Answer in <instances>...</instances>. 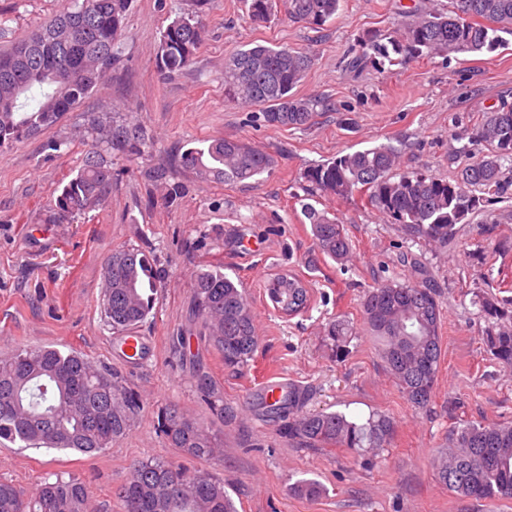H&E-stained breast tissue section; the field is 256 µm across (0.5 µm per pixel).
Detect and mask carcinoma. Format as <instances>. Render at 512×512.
Here are the masks:
<instances>
[{"label":"carcinoma","instance_id":"cac0c4a2","mask_svg":"<svg viewBox=\"0 0 512 512\" xmlns=\"http://www.w3.org/2000/svg\"><path fill=\"white\" fill-rule=\"evenodd\" d=\"M132 0H82L65 5L46 24L0 50V70H18L20 83L0 78V150L55 126L104 79L119 60ZM289 18L319 28L336 15L341 0H280ZM251 21H267L273 0H244ZM79 28L70 44L57 40L64 24ZM512 36V0H450L446 11L408 16L394 34H368V59L390 66L435 55L493 51ZM205 40L202 19L177 17L162 31L155 67L162 76L186 68ZM27 46L26 54L20 47ZM312 66L310 55L285 46L246 44L224 66V96L260 108L271 128L308 127L318 116L319 101L298 96L296 88ZM93 134L81 166L50 201L59 223L104 205L112 194V167L102 152L139 158L152 145L147 128L127 121L105 122L87 115ZM488 151L474 155L475 147ZM463 159L457 175L442 179L414 171H397L400 151L392 144L356 150L312 164L303 172L310 202L302 215L310 224L318 251L341 263L351 252L345 225L311 201L330 196H359L409 235L438 246L455 241L458 226L481 212L483 203L507 193L512 185V104L484 112L468 143L457 150ZM177 167L204 181L241 182L275 166L273 156L238 139L215 138L192 145L177 156ZM105 288L101 313L112 329L131 336L152 310V292L161 281L149 258L133 247L113 250L102 260ZM189 316L199 338L224 358V367L242 370L258 346L254 313L240 282L224 275V266L204 265L192 286ZM474 303L487 320L485 342L497 363L512 366V311L508 301L478 295ZM366 324L378 338L381 355L403 394L420 409L429 405L442 355V305L435 290L414 283H379L362 303ZM352 335L343 320L332 322L327 336L343 351ZM209 377L197 376L211 410L224 417V404L211 390ZM307 390L290 384L269 412L288 419L283 434L302 448H383L394 424L385 415L364 422L338 412L305 409ZM143 403L126 379L80 352L33 346L0 356V444L21 448L66 450L93 456L127 434ZM169 444L192 459H214L221 444L209 426L170 406L159 415ZM494 455L481 464L479 451ZM439 480L465 498L481 502L512 499V423L467 424L448 432L439 452ZM120 512H236L215 473L191 471L167 460H135L129 477L114 492ZM90 493L77 477L45 481L28 495L0 482V512H88Z\"/></svg>","mask_w":512,"mask_h":512}]
</instances>
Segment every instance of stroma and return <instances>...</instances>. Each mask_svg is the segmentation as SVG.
I'll list each match as a JSON object with an SVG mask.
<instances>
[{
	"label": "stroma",
	"mask_w": 512,
	"mask_h": 512,
	"mask_svg": "<svg viewBox=\"0 0 512 512\" xmlns=\"http://www.w3.org/2000/svg\"><path fill=\"white\" fill-rule=\"evenodd\" d=\"M448 0H342L335 18L318 29L275 12L252 24L242 0H133L120 44V62L54 127L0 150V356L23 346L75 350L121 372L143 400L135 425L93 457L0 447V481L31 493L46 480L74 475L88 486L93 512H119L114 490L135 460L180 459L160 433L159 412L169 406L212 426L221 458L180 459L216 473L238 512H512V500L481 503L448 491L435 460L452 427L512 422V369L502 368L484 340L486 321L475 293L512 300V189L468 217L454 244L439 248L359 201L320 198L318 206L345 224L352 251L338 264L315 248L301 209L303 172L341 153L390 143L401 168L440 178L456 174L457 135L501 101L512 103V43L480 54L434 56L386 68L345 64L369 33L389 34L413 8H445ZM62 0H0L7 18L0 47L35 30ZM201 15L206 40L182 71L160 77L154 58L167 24ZM270 43L313 55L297 88L323 101L314 125L269 128L247 105L224 97V64L242 46ZM134 118L153 144L144 156L112 159V194L96 210L55 224L47 203L75 175L90 134L86 113ZM208 138L249 142L271 154L269 173L239 182H203L175 168L173 156ZM57 150H50V143ZM183 185L174 203H162L163 185ZM166 182V183H167ZM493 214L495 223L485 221ZM132 246L151 255L161 277L154 307L137 334L143 352L128 358L122 337L101 315L102 259ZM220 262L242 282L253 307L259 347L242 373L225 370L220 353L201 341L188 319L194 276ZM298 275L310 300L294 316L281 314L266 293L275 274ZM385 281L426 283L443 308L442 357L432 400L423 410L405 398L381 358L361 312L368 290ZM352 330L343 357L331 351L330 322ZM202 364L224 400L213 415L193 371ZM282 381L309 392L308 410L356 420L391 417L388 447L295 448L282 419L257 407L266 383ZM302 479L322 492H294Z\"/></svg>",
	"instance_id": "1"
}]
</instances>
